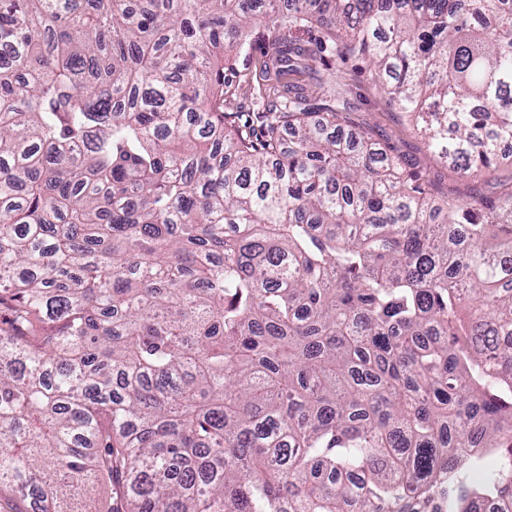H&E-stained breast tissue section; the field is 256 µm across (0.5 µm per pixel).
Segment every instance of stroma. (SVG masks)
<instances>
[{
  "label": "stroma",
  "instance_id": "obj_1",
  "mask_svg": "<svg viewBox=\"0 0 512 512\" xmlns=\"http://www.w3.org/2000/svg\"><path fill=\"white\" fill-rule=\"evenodd\" d=\"M269 36L265 27L252 29L249 51L237 55L234 62L232 95L224 102L225 111L248 113L260 107L258 94L268 84L263 60ZM284 80L314 106L325 102L320 81L335 82L352 104L347 114L349 122L399 157L408 172L427 182L436 199L449 197L465 201L480 196L493 200L500 195L503 184L512 181V149L503 150L496 172L482 180L463 179L441 162L414 130L410 118L395 109L375 87L365 60H339L324 53L318 56L314 70L291 71Z\"/></svg>",
  "mask_w": 512,
  "mask_h": 512
}]
</instances>
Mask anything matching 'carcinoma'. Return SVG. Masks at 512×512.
Returning <instances> with one entry per match:
<instances>
[{"label": "carcinoma", "mask_w": 512, "mask_h": 512, "mask_svg": "<svg viewBox=\"0 0 512 512\" xmlns=\"http://www.w3.org/2000/svg\"><path fill=\"white\" fill-rule=\"evenodd\" d=\"M279 2L0 0V486L39 512H512V187L437 203L299 93L224 111L252 24L275 74L320 27L487 176L512 0Z\"/></svg>", "instance_id": "1"}]
</instances>
